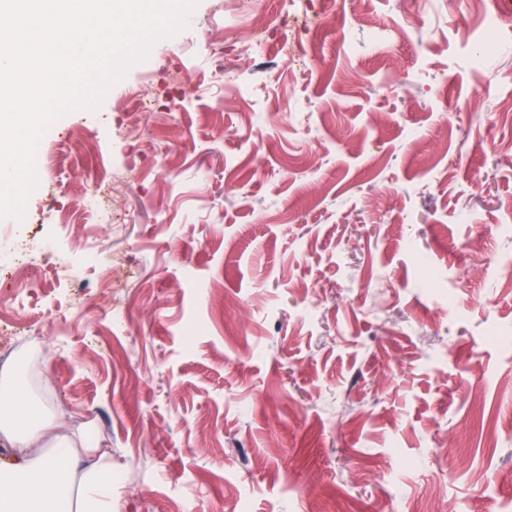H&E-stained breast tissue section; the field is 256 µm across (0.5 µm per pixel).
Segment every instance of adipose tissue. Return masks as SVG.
I'll use <instances>...</instances> for the list:
<instances>
[{"mask_svg": "<svg viewBox=\"0 0 512 512\" xmlns=\"http://www.w3.org/2000/svg\"><path fill=\"white\" fill-rule=\"evenodd\" d=\"M0 432L19 453L0 469V512H119L111 457L37 415L22 387L0 394Z\"/></svg>", "mask_w": 512, "mask_h": 512, "instance_id": "obj_1", "label": "adipose tissue"}]
</instances>
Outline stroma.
I'll list each match as a JSON object with an SVG mask.
<instances>
[{
  "label": "stroma",
  "instance_id": "1",
  "mask_svg": "<svg viewBox=\"0 0 512 512\" xmlns=\"http://www.w3.org/2000/svg\"><path fill=\"white\" fill-rule=\"evenodd\" d=\"M492 14L198 0L42 135L24 216L0 213L35 274L0 278V315L36 329L25 394L111 453L123 512H512V20ZM109 179L113 225L82 205Z\"/></svg>",
  "mask_w": 512,
  "mask_h": 512
}]
</instances>
